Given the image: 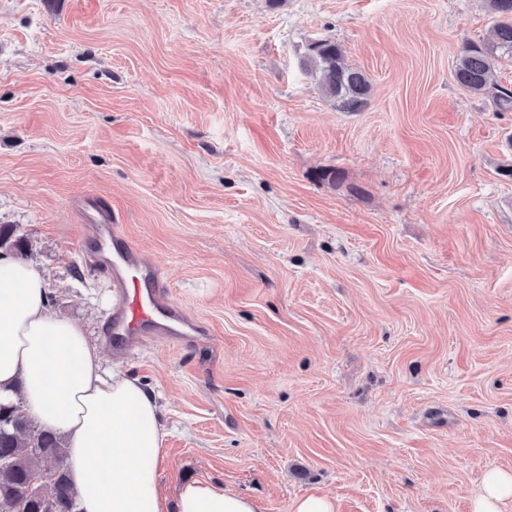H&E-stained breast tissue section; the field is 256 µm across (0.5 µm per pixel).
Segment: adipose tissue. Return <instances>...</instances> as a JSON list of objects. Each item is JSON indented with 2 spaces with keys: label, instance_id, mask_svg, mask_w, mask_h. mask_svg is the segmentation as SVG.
<instances>
[{
  "label": "adipose tissue",
  "instance_id": "obj_1",
  "mask_svg": "<svg viewBox=\"0 0 512 512\" xmlns=\"http://www.w3.org/2000/svg\"><path fill=\"white\" fill-rule=\"evenodd\" d=\"M48 282L32 264L0 258V393L20 391L29 415L64 436L81 512H161L159 407L139 384L106 374L82 326L54 317ZM512 473L490 471L472 512H501ZM179 512H254L218 484L190 482Z\"/></svg>",
  "mask_w": 512,
  "mask_h": 512
}]
</instances>
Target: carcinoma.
<instances>
[{"mask_svg":"<svg viewBox=\"0 0 512 512\" xmlns=\"http://www.w3.org/2000/svg\"><path fill=\"white\" fill-rule=\"evenodd\" d=\"M496 16L489 42L468 40L456 60L457 83L474 95L490 98L495 111L512 112V88L494 80L497 61L512 59V0H488ZM317 89L342 112H361L371 84L348 63L342 46L332 39L309 47L302 60ZM26 258V240L16 228L0 225V255ZM67 450L58 433L39 425L22 402H0V512H80L77 493L67 478Z\"/></svg>","mask_w":512,"mask_h":512,"instance_id":"carcinoma-1","label":"carcinoma"}]
</instances>
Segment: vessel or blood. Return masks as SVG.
I'll return each mask as SVG.
<instances>
[{"mask_svg":"<svg viewBox=\"0 0 512 512\" xmlns=\"http://www.w3.org/2000/svg\"><path fill=\"white\" fill-rule=\"evenodd\" d=\"M76 207L94 230V246L85 256L113 288L104 342L116 357H129L147 337L180 347L209 336L204 322L188 316L172 300L157 261L113 224L111 206L87 197Z\"/></svg>","mask_w":512,"mask_h":512,"instance_id":"vessel-or-blood-1","label":"vessel or blood"}]
</instances>
